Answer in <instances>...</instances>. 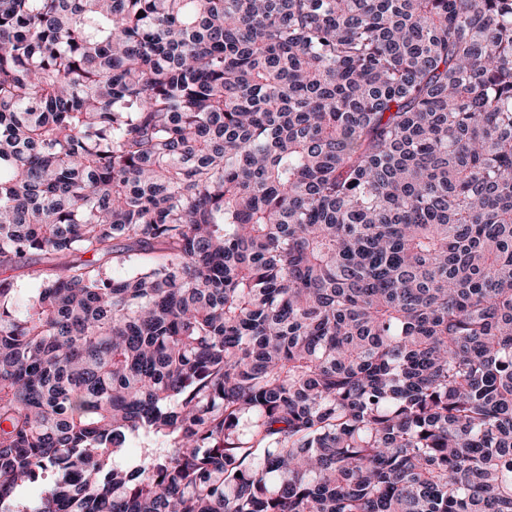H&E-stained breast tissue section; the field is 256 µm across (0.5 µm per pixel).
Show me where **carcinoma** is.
Instances as JSON below:
<instances>
[{
  "mask_svg": "<svg viewBox=\"0 0 512 512\" xmlns=\"http://www.w3.org/2000/svg\"><path fill=\"white\" fill-rule=\"evenodd\" d=\"M0 512H512V0H0Z\"/></svg>",
  "mask_w": 512,
  "mask_h": 512,
  "instance_id": "1",
  "label": "carcinoma"
}]
</instances>
